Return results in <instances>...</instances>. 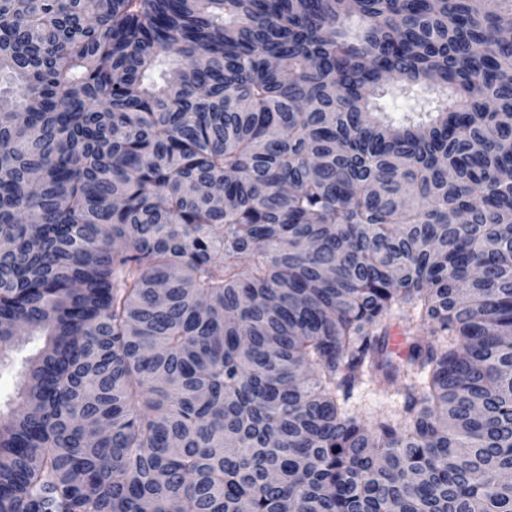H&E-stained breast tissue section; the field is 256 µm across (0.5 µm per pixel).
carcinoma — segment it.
Listing matches in <instances>:
<instances>
[{"label":"carcinoma","instance_id":"carcinoma-1","mask_svg":"<svg viewBox=\"0 0 512 512\" xmlns=\"http://www.w3.org/2000/svg\"><path fill=\"white\" fill-rule=\"evenodd\" d=\"M511 28L0 0V512H512ZM41 345L42 341H34L23 346L20 352L14 353L15 360L13 363L10 361L6 367L0 369V400L2 406L4 402L16 399L19 372L22 369L21 364L26 357L34 354ZM348 406L359 419L368 422L371 417L379 415H401L404 396L391 391L389 395L380 394L373 385L364 384L354 388Z\"/></svg>","mask_w":512,"mask_h":512}]
</instances>
